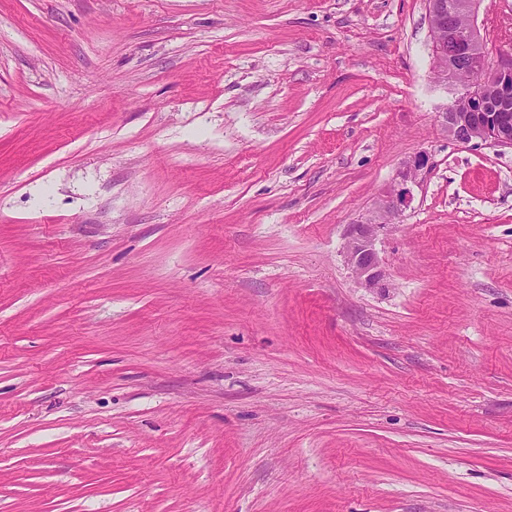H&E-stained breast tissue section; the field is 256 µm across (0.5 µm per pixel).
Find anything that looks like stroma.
Returning a JSON list of instances; mask_svg holds the SVG:
<instances>
[{
    "mask_svg": "<svg viewBox=\"0 0 512 512\" xmlns=\"http://www.w3.org/2000/svg\"><path fill=\"white\" fill-rule=\"evenodd\" d=\"M452 100L426 0H0V512H512V150ZM427 164L428 158L422 154L406 161L399 172V182L382 200L379 220L354 224L352 227L347 259L357 278L366 287L379 286L386 279L375 249V242L380 232L387 229L397 215L410 207L414 199L412 187L416 183L419 172L427 167Z\"/></svg>",
    "mask_w": 512,
    "mask_h": 512,
    "instance_id": "1",
    "label": "stroma"
}]
</instances>
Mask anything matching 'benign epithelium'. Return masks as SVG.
I'll list each match as a JSON object with an SVG mask.
<instances>
[{"instance_id": "1", "label": "benign epithelium", "mask_w": 512, "mask_h": 512, "mask_svg": "<svg viewBox=\"0 0 512 512\" xmlns=\"http://www.w3.org/2000/svg\"><path fill=\"white\" fill-rule=\"evenodd\" d=\"M429 26L447 30V36L432 40L433 70L437 82L459 92L465 91L474 107L466 112L440 113L441 125L452 139L463 144H491L512 149V38L508 44L494 35L490 16L512 12L507 0H427ZM460 14L463 26L448 22ZM473 60L474 80L462 88L454 67L460 58ZM422 154L405 162L399 182L384 196L378 222L355 224L348 244L347 259L356 276L367 287L386 279L375 242L380 232L413 202V185L427 167Z\"/></svg>"}]
</instances>
